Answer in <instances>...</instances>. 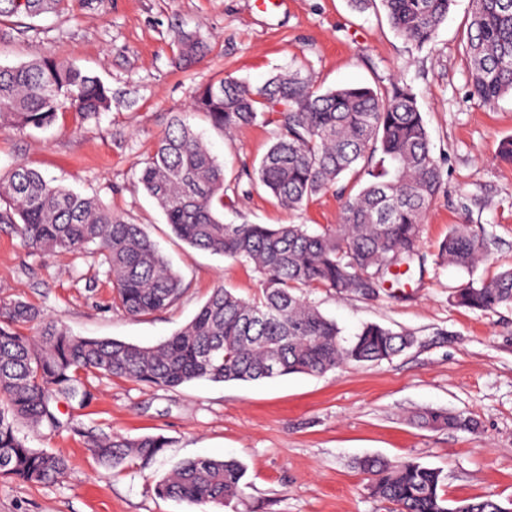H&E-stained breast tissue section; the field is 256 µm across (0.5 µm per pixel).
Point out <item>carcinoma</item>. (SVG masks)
Here are the masks:
<instances>
[{
    "instance_id": "carcinoma-1",
    "label": "carcinoma",
    "mask_w": 512,
    "mask_h": 512,
    "mask_svg": "<svg viewBox=\"0 0 512 512\" xmlns=\"http://www.w3.org/2000/svg\"><path fill=\"white\" fill-rule=\"evenodd\" d=\"M378 1L391 27L422 47L447 20L453 0H350L362 10ZM67 0H0V19L36 18ZM467 62L471 95L490 105L512 94V0H470ZM110 90L70 63L42 57L0 65V125L42 129L68 105L84 120L107 110ZM192 110L228 134L243 125L274 126L273 142L250 174L277 204L307 206L343 179L359 185L346 198L341 224L310 233L304 224L224 223V167L181 117L172 119L138 180L163 210L174 234L190 246L246 262L259 274V294L213 290L192 320L154 346L112 338L77 337L35 306L0 299V477L51 485L69 470L66 456L31 448L18 424L85 438L106 470L131 460L149 462L169 440L98 435L73 418L62 419L65 399H92L84 376L95 373L147 386L176 389L194 380L251 382L293 374L323 375L350 363L390 360L414 337L366 324L343 337L303 295L325 288L362 299L378 297L387 276L424 271V220L442 186L416 94L398 81L388 86L321 89L301 70L272 76L260 87L224 77L199 89ZM0 224H18L22 239L46 253L97 247L112 275L116 305L130 317L172 306L182 278L138 224L41 173L16 164L0 174ZM484 232L458 224L438 246L434 263L472 269L489 260ZM460 307L494 312L512 307V269L471 281L453 293ZM29 327L34 334L23 332ZM421 427L474 431L464 414L426 408ZM357 467L371 477L372 493L397 512H512L492 499L451 502L441 494V472L413 459L397 464L365 457ZM246 469L236 459L201 457L182 462L156 481L152 492L190 504L226 505L242 498Z\"/></svg>"
}]
</instances>
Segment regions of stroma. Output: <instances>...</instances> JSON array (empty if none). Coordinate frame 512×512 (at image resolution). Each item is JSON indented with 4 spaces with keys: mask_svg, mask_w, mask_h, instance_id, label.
I'll use <instances>...</instances> for the list:
<instances>
[{
    "mask_svg": "<svg viewBox=\"0 0 512 512\" xmlns=\"http://www.w3.org/2000/svg\"><path fill=\"white\" fill-rule=\"evenodd\" d=\"M469 15L470 0H453L436 38L420 48L393 31L381 7L359 13L348 0H283L268 12L253 0H69L59 13L32 20L26 34L0 23V64L53 56L112 91L96 120L65 109L44 129L0 126V172L24 164L141 225L183 278L171 307L133 318L112 303L100 251L48 255L27 246L13 225L0 224V298L35 305L75 336L151 346L189 322L215 288L244 298L258 291L251 265L178 239L138 180L175 114L224 165L225 223L305 224L313 231L340 223L336 189L290 211L249 186L247 174L270 146L272 126L246 125L227 137L191 110L196 91L227 74L259 86L298 66L325 89L404 81L443 170L423 252L435 254L455 224L483 226L491 244L490 263L471 272L430 260L423 273L406 275L399 298L387 290L372 300L306 291L344 335L376 323L414 336L411 348L389 360L350 363L318 377L198 380L176 389L87 374L95 399L74 412L82 426L130 438L161 434L169 447L148 463L109 472L81 437L21 426L30 447L64 454L70 470L50 486L0 478V512H214L151 490L197 457L234 458L247 468L244 496L221 512H395L372 494L356 466L362 457L413 458L438 469L441 493L451 501L512 503V308L485 313L450 299L468 281L512 267V165L498 157L499 143L512 138V95L489 106L472 100ZM187 36L203 47L189 65L179 59ZM424 408L470 415L478 428L420 427L413 416Z\"/></svg>",
    "mask_w": 512,
    "mask_h": 512,
    "instance_id": "35a3bbf8",
    "label": "stroma"
}]
</instances>
